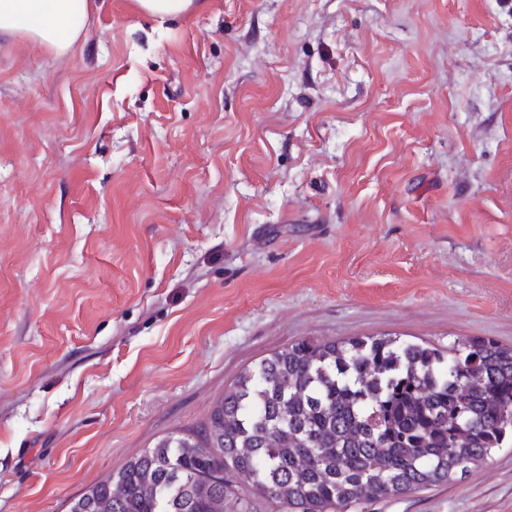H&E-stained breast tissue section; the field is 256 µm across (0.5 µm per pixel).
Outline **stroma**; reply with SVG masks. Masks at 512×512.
<instances>
[{"label":"stroma","instance_id":"35a3bbf8","mask_svg":"<svg viewBox=\"0 0 512 512\" xmlns=\"http://www.w3.org/2000/svg\"><path fill=\"white\" fill-rule=\"evenodd\" d=\"M512 348V0H90L0 45V512L300 339ZM350 512H512V447ZM208 0H135L140 12L152 17L169 18L202 11Z\"/></svg>","mask_w":512,"mask_h":512}]
</instances>
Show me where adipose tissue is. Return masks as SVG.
<instances>
[{"instance_id":"obj_1","label":"adipose tissue","mask_w":512,"mask_h":512,"mask_svg":"<svg viewBox=\"0 0 512 512\" xmlns=\"http://www.w3.org/2000/svg\"><path fill=\"white\" fill-rule=\"evenodd\" d=\"M89 0H0V38H22L65 53L75 46Z\"/></svg>"}]
</instances>
